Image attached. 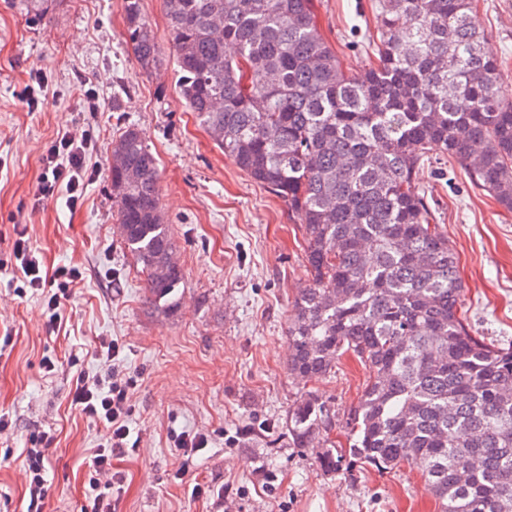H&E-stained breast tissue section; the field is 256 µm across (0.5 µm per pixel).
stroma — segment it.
Wrapping results in <instances>:
<instances>
[{
    "instance_id": "obj_1",
    "label": "stroma",
    "mask_w": 512,
    "mask_h": 512,
    "mask_svg": "<svg viewBox=\"0 0 512 512\" xmlns=\"http://www.w3.org/2000/svg\"><path fill=\"white\" fill-rule=\"evenodd\" d=\"M376 2L314 0L345 71L369 62L363 34L381 25ZM474 4L487 52L512 75V0ZM141 5L167 59L163 82L142 73L127 44L122 0H57L38 26L0 0V415L11 423L0 434V512H25L24 450L43 432L53 438L45 512H80L100 431L67 395L79 371L99 370L86 351L101 336L119 341L121 368L134 379L138 451L114 462L125 475L120 512H437L417 465L357 463L328 474L318 449L294 444L288 420L300 398L317 397L344 424L368 371L349 354L317 381L289 373L288 315L307 284L303 230L187 109L162 0ZM26 87L35 107L20 97ZM90 92L93 113L84 110ZM85 124L96 134L97 175L82 207L34 203L46 142ZM129 126L158 159L160 203L184 268L170 315L149 302L116 222L109 156ZM420 179L459 257L474 335L512 345V211L461 168L435 163ZM17 223L47 266L85 273L66 303L67 334H47L41 293L17 288ZM184 432L206 435L207 447L177 448Z\"/></svg>"
}]
</instances>
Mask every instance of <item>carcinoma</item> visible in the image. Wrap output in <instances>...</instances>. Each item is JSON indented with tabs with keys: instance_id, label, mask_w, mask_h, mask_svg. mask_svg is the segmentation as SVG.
Listing matches in <instances>:
<instances>
[{
	"instance_id": "obj_1",
	"label": "carcinoma",
	"mask_w": 512,
	"mask_h": 512,
	"mask_svg": "<svg viewBox=\"0 0 512 512\" xmlns=\"http://www.w3.org/2000/svg\"><path fill=\"white\" fill-rule=\"evenodd\" d=\"M54 0H13L43 24ZM473 0H378L367 68L345 71L313 0H163L180 93L214 144L288 203L310 275L288 319V369L326 377L351 353L369 372L345 421L307 397L294 443H323L327 472L417 463L439 512H512V347L473 336L458 257L417 175L433 155L512 210V84L484 51ZM142 70L163 64L141 10L123 0ZM110 178L122 240L150 302L176 311L184 278L160 205L157 159L127 127Z\"/></svg>"
}]
</instances>
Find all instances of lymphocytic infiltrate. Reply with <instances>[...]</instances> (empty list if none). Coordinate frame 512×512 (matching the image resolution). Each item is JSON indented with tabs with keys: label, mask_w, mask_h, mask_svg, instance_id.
I'll return each instance as SVG.
<instances>
[{
	"label": "lymphocytic infiltrate",
	"mask_w": 512,
	"mask_h": 512,
	"mask_svg": "<svg viewBox=\"0 0 512 512\" xmlns=\"http://www.w3.org/2000/svg\"><path fill=\"white\" fill-rule=\"evenodd\" d=\"M94 149V135L87 129L62 130L45 147L42 173L34 194L35 202L50 197L63 198L67 208L77 209L84 200V190L94 176L90 163ZM13 255L18 261L17 271L24 287L44 293V304L49 313L45 324L47 333L60 331L62 308L66 300L83 279L75 266H59L44 272L42 260L28 240L16 239ZM120 346L115 340H100L92 354L100 360L106 373L92 376L78 373L73 377L68 392L71 407L86 420L102 428V441L91 449L88 468V488L85 492L83 512H116L117 494L121 492L124 475L116 470L112 461L128 454L129 424L135 412L131 390L132 378L126 377L117 359ZM32 446L25 451L24 478L29 495L27 512H43L47 488L44 473L51 441L48 437H34Z\"/></svg>",
	"instance_id": "lymphocytic-infiltrate-1"
}]
</instances>
